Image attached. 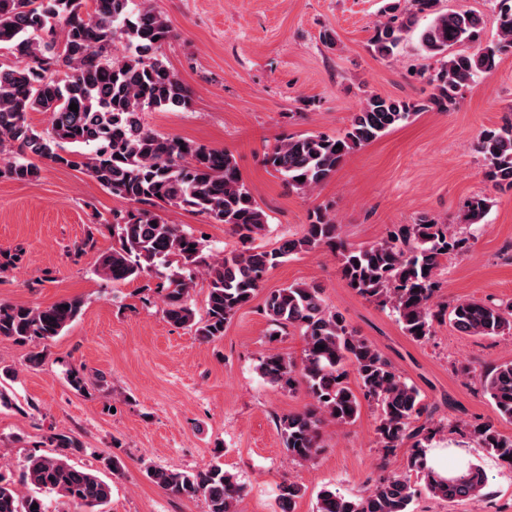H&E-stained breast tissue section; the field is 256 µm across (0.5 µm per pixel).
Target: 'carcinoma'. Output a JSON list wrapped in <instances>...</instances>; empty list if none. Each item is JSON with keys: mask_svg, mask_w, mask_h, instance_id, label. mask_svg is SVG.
Returning <instances> with one entry per match:
<instances>
[{"mask_svg": "<svg viewBox=\"0 0 512 512\" xmlns=\"http://www.w3.org/2000/svg\"><path fill=\"white\" fill-rule=\"evenodd\" d=\"M386 5L374 25L372 44L382 57L394 49L420 14L432 16L419 35L422 51L439 58L430 74L432 92L424 100H404L369 93L352 113L343 134L286 135L265 154V165L288 188L308 195L327 182L353 151L375 141L412 115L429 109L446 112L478 78L495 70L499 55L512 50V0H500L498 40L475 52L452 51L475 41L482 18L471 12H445L441 0H406ZM174 37L167 16L155 0H0V45L10 46L19 62L0 66V177L31 182L40 176L33 159L60 167H78L112 196L127 204L112 212L103 228L112 235V250L103 253L96 273L114 283L152 276L167 322L193 328L213 341L262 288L267 273L292 256L327 249L336 257L341 279L359 296L387 308L404 335L428 340L434 324L444 320L469 336H511L512 305L504 308L479 300L452 307L433 301L442 259L460 252L465 240L451 225L423 215L413 224L396 225L381 242L353 246L342 235L328 205L314 208L302 232L282 238L268 249V215L244 182L232 153L178 136L161 135L145 126L148 110L174 112L191 105L188 88L167 66L162 47ZM127 54L113 58L117 44ZM77 104L78 111L69 109ZM43 112L50 125L43 131L28 122ZM342 149H337L336 145ZM477 152L482 175L492 187L512 190V120L480 132ZM165 206L201 214L229 226L246 248L222 256L206 251L204 239L180 224L166 222L156 209ZM486 198L474 196L460 207L457 223L483 224ZM208 281L205 317L196 319L190 293L196 275ZM78 299L47 307L0 303V336L15 341L46 342L80 316ZM263 314L275 326L271 335L293 327L305 343L301 364L269 349L256 366L269 383L290 392L303 390L310 402L299 412L278 418L277 427L288 459L313 462L324 448L321 424L329 417L352 425L360 414L358 395L375 404L376 443L386 451L411 443L409 468L424 479L426 491L450 503L482 495L485 472L478 465L441 477L427 464L426 443L439 426L419 389L393 366L384 353L327 303L317 284L295 283L267 293ZM355 374L360 393L349 385ZM479 381L500 418L512 421V361L479 374ZM461 430L478 448L512 467V436L494 422L464 424ZM55 447L82 451L75 437L57 433ZM146 477L180 498L203 497L207 512H239L245 487L212 463L203 469L149 467ZM25 493L0 474V512H48L44 495L53 494L98 512L110 503L112 486L68 455H30L22 464ZM301 487L278 486L281 512H291ZM418 489L407 475L384 476L358 497L325 488L316 512H411Z\"/></svg>", "mask_w": 512, "mask_h": 512, "instance_id": "carcinoma-1", "label": "carcinoma"}]
</instances>
